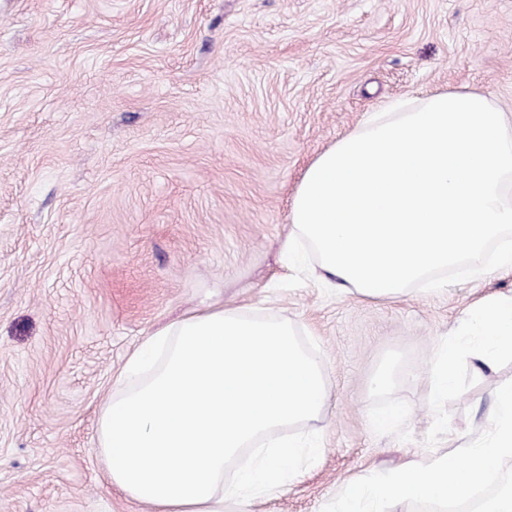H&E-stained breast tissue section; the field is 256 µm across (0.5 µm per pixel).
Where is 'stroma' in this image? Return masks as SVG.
<instances>
[{"label": "stroma", "mask_w": 512, "mask_h": 512, "mask_svg": "<svg viewBox=\"0 0 512 512\" xmlns=\"http://www.w3.org/2000/svg\"><path fill=\"white\" fill-rule=\"evenodd\" d=\"M477 90L512 113V0H0V512H148L98 449L115 379L195 310L290 321L323 360L316 441L252 512H321L354 477L487 430L512 358L432 357L498 270L370 300L301 287L285 244L309 164L398 97ZM391 368L385 391L373 379ZM462 347L454 338H448L440 345L434 355L431 372V388L434 398L448 395L455 387V366Z\"/></svg>", "instance_id": "obj_1"}]
</instances>
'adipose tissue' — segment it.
<instances>
[{"label": "adipose tissue", "instance_id": "1", "mask_svg": "<svg viewBox=\"0 0 512 512\" xmlns=\"http://www.w3.org/2000/svg\"><path fill=\"white\" fill-rule=\"evenodd\" d=\"M468 324L486 338L474 359L512 356V299L478 301ZM461 352L452 338L437 349L433 396L454 389ZM118 382L124 390L99 421L100 451L112 485L154 512H250L256 492H275L318 454L293 440L257 445L327 404L322 362L288 322L241 307L189 314L146 338ZM250 447L251 465L225 481Z\"/></svg>", "mask_w": 512, "mask_h": 512}]
</instances>
